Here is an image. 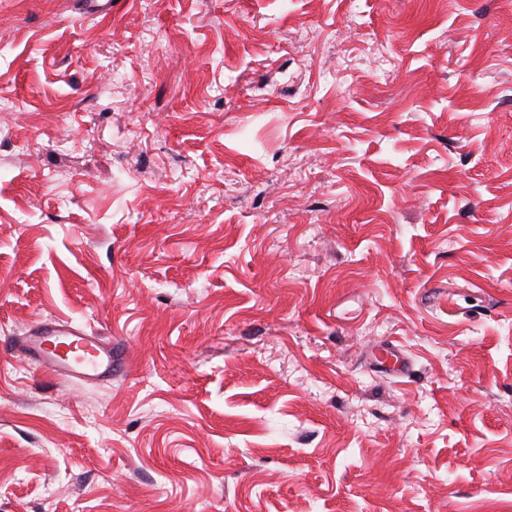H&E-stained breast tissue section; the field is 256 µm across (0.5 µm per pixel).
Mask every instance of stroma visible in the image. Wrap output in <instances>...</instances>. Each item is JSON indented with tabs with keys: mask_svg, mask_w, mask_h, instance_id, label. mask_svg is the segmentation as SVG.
Masks as SVG:
<instances>
[{
	"mask_svg": "<svg viewBox=\"0 0 512 512\" xmlns=\"http://www.w3.org/2000/svg\"><path fill=\"white\" fill-rule=\"evenodd\" d=\"M0 512H512V0H0ZM22 343L44 369L60 377L109 380L121 367L112 341L104 343L99 336L88 334L69 321L42 323L33 328ZM73 350L82 351L85 357L73 358L68 354ZM374 363L389 374L403 375L407 370V358L401 347L390 345L373 354Z\"/></svg>",
	"mask_w": 512,
	"mask_h": 512,
	"instance_id": "stroma-1",
	"label": "stroma"
}]
</instances>
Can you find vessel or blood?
Returning a JSON list of instances; mask_svg holds the SVG:
<instances>
[{"label": "vessel or blood", "mask_w": 512, "mask_h": 512, "mask_svg": "<svg viewBox=\"0 0 512 512\" xmlns=\"http://www.w3.org/2000/svg\"><path fill=\"white\" fill-rule=\"evenodd\" d=\"M26 350L44 369L60 377L108 380L121 364L111 343L85 332L68 321L53 320L33 328L22 340ZM382 370L405 374L407 358L401 347L388 346L373 356Z\"/></svg>", "instance_id": "obj_1"}]
</instances>
